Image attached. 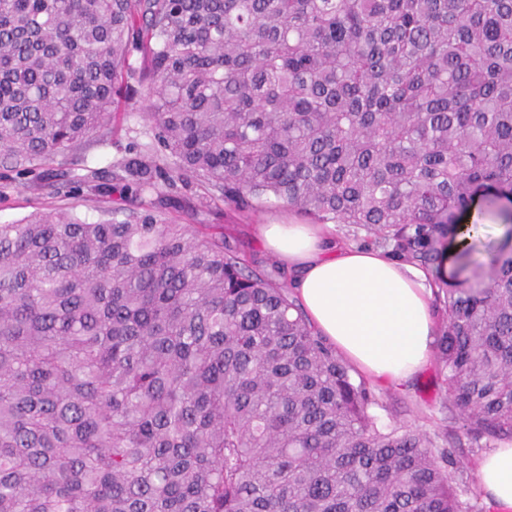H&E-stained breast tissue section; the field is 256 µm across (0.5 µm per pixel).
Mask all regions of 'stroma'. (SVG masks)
<instances>
[{
	"mask_svg": "<svg viewBox=\"0 0 512 512\" xmlns=\"http://www.w3.org/2000/svg\"><path fill=\"white\" fill-rule=\"evenodd\" d=\"M147 101L143 92H132L122 98L116 108V118L111 133L104 138H90L73 153L55 157L50 169H65L67 177H50L30 186L27 177L16 175L0 166V224H14L22 219L59 207L72 208L83 219L93 222L112 210H131V203L118 200L108 192L91 195L75 192L71 184L90 166L105 172L125 159L135 150L153 146L154 131L146 116ZM205 190L196 182L180 188L178 201L171 208L169 218L176 224H215L230 241L236 242L260 265L272 263L274 257L257 239L254 229L259 224L280 222L279 211L261 208L247 215L217 206L212 210L198 208L197 203ZM475 210L481 221L488 224L483 246L473 253L476 262L487 263L485 244L501 241L499 229L512 220V201L507 199L487 203L476 199ZM377 395L386 407V414L401 425L429 435L446 436L448 433V400L446 387L440 375L438 359H431L429 366L415 380L403 387H380Z\"/></svg>",
	"mask_w": 512,
	"mask_h": 512,
	"instance_id": "stroma-1",
	"label": "stroma"
}]
</instances>
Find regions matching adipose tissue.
Here are the masks:
<instances>
[{
	"instance_id": "obj_1",
	"label": "adipose tissue",
	"mask_w": 512,
	"mask_h": 512,
	"mask_svg": "<svg viewBox=\"0 0 512 512\" xmlns=\"http://www.w3.org/2000/svg\"><path fill=\"white\" fill-rule=\"evenodd\" d=\"M309 321L378 385L405 384L431 357L436 334L425 271L380 251L336 243L325 224H260ZM488 504L512 512V442L479 462Z\"/></svg>"
}]
</instances>
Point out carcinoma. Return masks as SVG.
<instances>
[{
	"label": "carcinoma",
	"mask_w": 512,
	"mask_h": 512,
	"mask_svg": "<svg viewBox=\"0 0 512 512\" xmlns=\"http://www.w3.org/2000/svg\"><path fill=\"white\" fill-rule=\"evenodd\" d=\"M135 76L158 148L111 179L146 207L0 224V512H478L457 448L512 441V247L434 289L439 445L283 272L164 210L193 179L439 264L477 195L512 199V0H0L14 171L107 136Z\"/></svg>",
	"instance_id": "cac0c4a2"
}]
</instances>
